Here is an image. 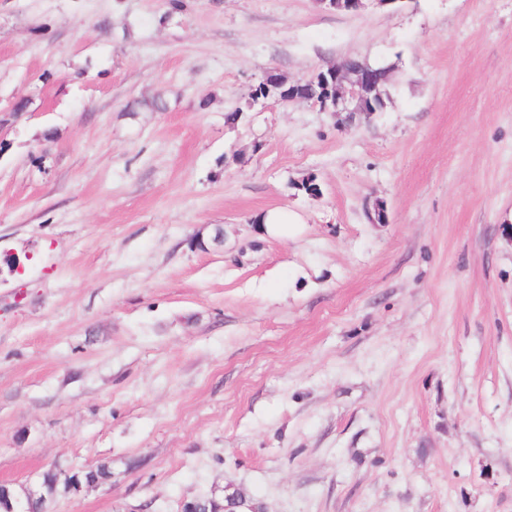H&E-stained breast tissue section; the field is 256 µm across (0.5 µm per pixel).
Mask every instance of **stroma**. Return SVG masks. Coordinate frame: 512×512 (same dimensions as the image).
<instances>
[{
  "instance_id": "stroma-1",
  "label": "stroma",
  "mask_w": 512,
  "mask_h": 512,
  "mask_svg": "<svg viewBox=\"0 0 512 512\" xmlns=\"http://www.w3.org/2000/svg\"><path fill=\"white\" fill-rule=\"evenodd\" d=\"M5 255L0 481L112 469L49 512H512V0H0ZM350 62L351 59L328 66L327 75L333 83L332 93L335 98L333 112L336 113L354 112L353 105L359 96L358 88L372 84L378 79L380 69L362 66L356 74V79L352 80L347 71ZM259 224H263L266 232L280 236H288L289 226L300 224L298 218L285 209L270 210L258 217ZM241 497L245 496L232 493L225 495L223 500L216 497H199L191 501H185L182 504L181 512H237L233 508L236 507ZM223 501H227L228 505H224Z\"/></svg>"
}]
</instances>
